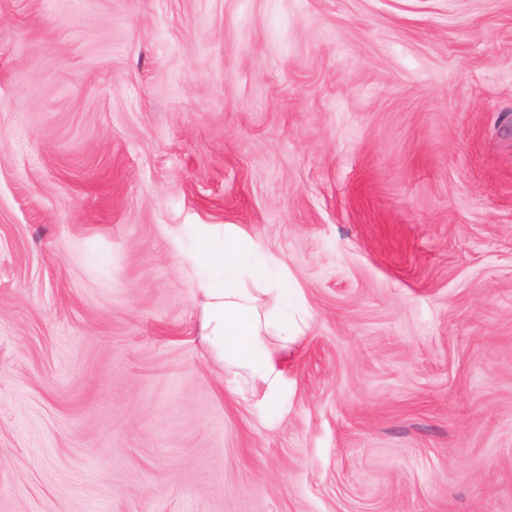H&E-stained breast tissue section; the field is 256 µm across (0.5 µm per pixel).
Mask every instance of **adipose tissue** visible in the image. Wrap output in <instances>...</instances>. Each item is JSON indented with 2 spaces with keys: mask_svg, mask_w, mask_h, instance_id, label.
Masks as SVG:
<instances>
[{
  "mask_svg": "<svg viewBox=\"0 0 512 512\" xmlns=\"http://www.w3.org/2000/svg\"><path fill=\"white\" fill-rule=\"evenodd\" d=\"M214 231L223 236V247L199 251L207 270L199 282L205 298L202 340L227 372L231 395L246 392L255 402L267 404L284 386L288 352L301 328L296 319L260 310L263 282L249 279L242 264L247 253L260 251L258 240L233 224L215 225Z\"/></svg>",
  "mask_w": 512,
  "mask_h": 512,
  "instance_id": "adipose-tissue-1",
  "label": "adipose tissue"
}]
</instances>
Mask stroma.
I'll return each instance as SVG.
<instances>
[{
  "mask_svg": "<svg viewBox=\"0 0 512 512\" xmlns=\"http://www.w3.org/2000/svg\"><path fill=\"white\" fill-rule=\"evenodd\" d=\"M204 224L306 315L279 404ZM0 512H512V0H0ZM214 226L212 231L222 233L224 246L214 251L203 241L199 250L200 261L208 271L200 277L197 288L206 299L202 340L230 375L226 386L231 395H243L245 386L252 400L267 404L278 397L284 386L288 352L301 331L299 321L277 312H261L259 293L276 291L279 304H288V294L282 288H262L275 284L255 279L244 269V256L261 250L258 240L243 234L235 224ZM219 277H224L222 288L215 283Z\"/></svg>",
  "mask_w": 512,
  "mask_h": 512,
  "instance_id": "obj_1",
  "label": "stroma"
}]
</instances>
